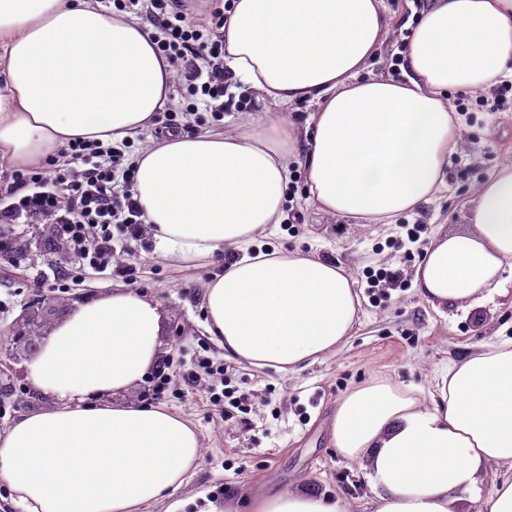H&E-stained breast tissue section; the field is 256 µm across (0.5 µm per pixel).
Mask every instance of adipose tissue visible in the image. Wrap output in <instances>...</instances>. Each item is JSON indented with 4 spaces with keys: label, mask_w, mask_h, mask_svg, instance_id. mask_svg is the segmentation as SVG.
<instances>
[{
    "label": "adipose tissue",
    "mask_w": 512,
    "mask_h": 512,
    "mask_svg": "<svg viewBox=\"0 0 512 512\" xmlns=\"http://www.w3.org/2000/svg\"><path fill=\"white\" fill-rule=\"evenodd\" d=\"M384 0H233L224 62L282 105L316 104L232 133L167 135L132 158L134 197L164 254L233 255L205 285L207 330L227 358L290 372L334 352L361 306L336 262L257 251L284 217L294 166L306 201L352 224H389L448 186L463 147L448 90L512 77V0H429L402 79L359 72L383 44ZM171 71L133 19L91 0H0V159L41 161L73 139L121 143L153 125ZM465 228L438 233L413 272L441 311L480 303L512 269V163L475 192ZM163 310L119 287L55 325L26 380L51 405L0 430V481L23 512H180L201 440L181 412L116 404L160 359ZM331 437L367 462L371 512H512V339L449 363L429 398L376 377L336 403ZM502 469L490 491L481 480ZM244 512H347L306 489L250 494Z\"/></svg>",
    "instance_id": "1"
}]
</instances>
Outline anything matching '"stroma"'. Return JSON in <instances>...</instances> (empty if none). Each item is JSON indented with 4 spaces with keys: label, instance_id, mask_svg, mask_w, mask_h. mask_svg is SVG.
I'll list each match as a JSON object with an SVG mask.
<instances>
[{
    "label": "stroma",
    "instance_id": "1",
    "mask_svg": "<svg viewBox=\"0 0 512 512\" xmlns=\"http://www.w3.org/2000/svg\"><path fill=\"white\" fill-rule=\"evenodd\" d=\"M396 28L384 40L361 78L378 74L401 77L399 27L418 18L426 0H384ZM189 118L190 134L233 130L242 115L264 120L277 112L304 123L314 105L283 106L259 91L233 82L224 98V115L214 119L205 102ZM463 149L448 164V187L412 215L391 224H351L308 206L301 188L302 172H294L298 188L288 196L281 223L268 225L261 236L267 248L312 251L340 262L356 282L361 307L351 336L335 352L292 373L254 370L225 359L224 347L207 331L203 285L223 273L224 256L175 261L163 256L150 234L141 242L118 246L117 256L128 274L108 275L86 269L59 292L55 273L72 268L74 251L53 252L63 238L52 218L19 216L1 224L0 236L16 252L0 262V345L13 347L7 365L18 371L8 392L0 394V428L46 408L34 398L21 372L28 365L24 346L11 336L24 312L36 313L38 330L49 333L77 305L110 293L118 286L138 289L163 304L161 352L176 371L162 404L186 415L202 442L194 473L176 493L186 500L185 512H205L208 503L235 501L246 491L309 487L344 499L349 512H368L374 491L365 464L345 460L332 443L329 419L336 402L352 388L385 375L402 387L425 395L448 363L478 348L493 334L512 338V279L481 304L434 310L412 286L370 287L378 270H397L411 278L438 227L456 230L476 188L498 166L512 162V93L502 110L470 105L463 115ZM223 365V375L207 374L204 363ZM235 390L243 411L226 414L216 393Z\"/></svg>",
    "mask_w": 512,
    "mask_h": 512
}]
</instances>
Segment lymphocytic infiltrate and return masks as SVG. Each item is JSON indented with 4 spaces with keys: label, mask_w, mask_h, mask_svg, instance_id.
Listing matches in <instances>:
<instances>
[{
    "label": "lymphocytic infiltrate",
    "mask_w": 512,
    "mask_h": 512,
    "mask_svg": "<svg viewBox=\"0 0 512 512\" xmlns=\"http://www.w3.org/2000/svg\"><path fill=\"white\" fill-rule=\"evenodd\" d=\"M139 16L153 28L151 41L156 54L166 59L192 99L184 112L196 110L195 95L208 99L212 112L224 110V35H203L201 21L188 17L177 0H141ZM121 160L119 147L100 141L77 140L44 166L11 171L20 197L0 209V221L21 210L34 216L58 217L70 247L81 259L67 274L81 277L85 268L107 269L115 254L116 236L138 237L145 216L132 191L114 194L113 170Z\"/></svg>",
    "instance_id": "lymphocytic-infiltrate-1"
}]
</instances>
